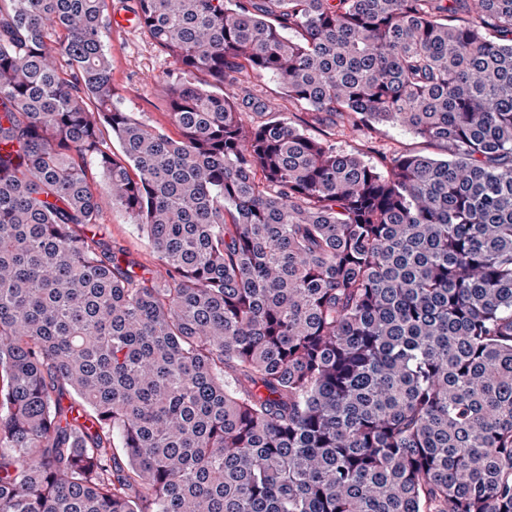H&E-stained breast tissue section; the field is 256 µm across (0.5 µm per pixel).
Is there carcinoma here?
<instances>
[{
    "instance_id": "carcinoma-1",
    "label": "carcinoma",
    "mask_w": 512,
    "mask_h": 512,
    "mask_svg": "<svg viewBox=\"0 0 512 512\" xmlns=\"http://www.w3.org/2000/svg\"><path fill=\"white\" fill-rule=\"evenodd\" d=\"M133 13L176 139L109 0H0V512H512V0ZM244 72L448 157L252 122ZM110 1L114 28L107 33L105 43L112 55V87L117 101L125 112H134L151 126L176 137L177 131L170 122L165 105L164 82L159 79L176 67L174 59L156 48L135 27L134 21L131 25V17L113 13H131L134 0ZM130 25L132 28L124 29ZM95 181L100 211L112 241L124 246L130 256L139 263L154 267L158 263L157 255L147 234L133 224V220L123 209L112 205V197L106 190L104 179L97 176Z\"/></svg>"
}]
</instances>
